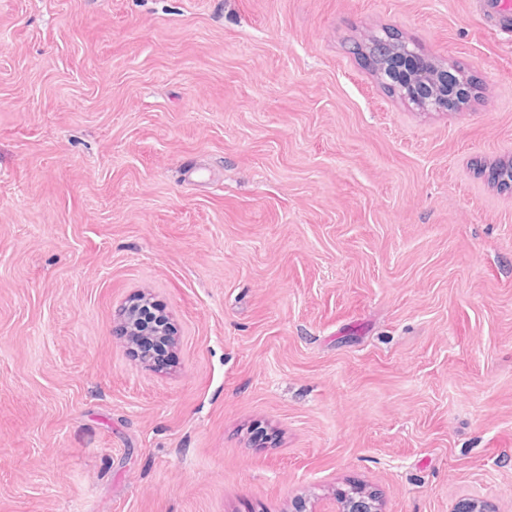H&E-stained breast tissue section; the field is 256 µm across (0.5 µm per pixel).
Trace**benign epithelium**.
Wrapping results in <instances>:
<instances>
[{
    "mask_svg": "<svg viewBox=\"0 0 512 512\" xmlns=\"http://www.w3.org/2000/svg\"><path fill=\"white\" fill-rule=\"evenodd\" d=\"M379 77L387 85L404 89L408 101L426 111L444 109L450 100L462 106L473 90L461 82L449 83L448 68L425 57L407 43L386 58ZM152 305V299L142 297L120 312V335L126 337L133 355L147 365L156 363L155 353L149 350L151 343L174 335L173 325L166 315L141 323L145 319L143 308ZM339 503L338 512H381L377 498L365 491H344Z\"/></svg>",
    "mask_w": 512,
    "mask_h": 512,
    "instance_id": "benign-epithelium-1",
    "label": "benign epithelium"
}]
</instances>
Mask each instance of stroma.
Segmentation results:
<instances>
[{
	"label": "stroma",
	"mask_w": 512,
	"mask_h": 512,
	"mask_svg": "<svg viewBox=\"0 0 512 512\" xmlns=\"http://www.w3.org/2000/svg\"><path fill=\"white\" fill-rule=\"evenodd\" d=\"M387 30L470 102L385 90ZM511 160L472 0H0V512H512ZM139 299L121 309L119 333L121 336L126 337L129 348L134 356L147 365H156L155 353L148 348L151 346V343L161 337L174 336L173 325L164 312L163 318H154L152 321H146L145 316L142 314L143 308L150 307L156 303L148 297H141ZM141 319L146 324L144 329H140L143 326ZM134 336H138L139 340L143 342L138 351L135 347ZM338 500V512H381L377 498L365 491H344Z\"/></svg>",
	"instance_id": "stroma-1"
}]
</instances>
